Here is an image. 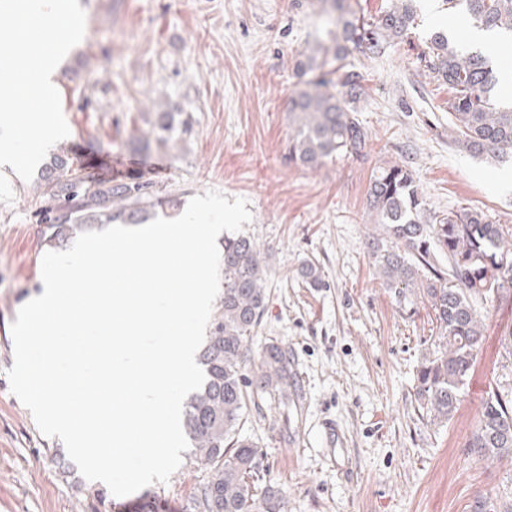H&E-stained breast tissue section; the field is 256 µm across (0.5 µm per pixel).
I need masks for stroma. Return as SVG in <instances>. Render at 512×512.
<instances>
[{"mask_svg":"<svg viewBox=\"0 0 512 512\" xmlns=\"http://www.w3.org/2000/svg\"><path fill=\"white\" fill-rule=\"evenodd\" d=\"M82 41L59 64L63 144L95 171L112 158L118 174L171 192L157 216L172 219L215 189L246 198L243 233L269 254L268 300L253 339H275L295 362L303 407L292 400L250 412L261 482L278 487L287 512H512V456L485 459L468 442L489 388L512 392V364L500 338L512 331V301L480 305L483 344L454 418L436 424L417 411L414 373L438 330L420 294L398 298L382 284L367 249L380 230L366 205L370 177L390 162L413 171L429 210L462 207L512 226V161L491 164L457 148L448 130L445 83L422 60L434 31L468 44L443 0H418L409 34L368 59L350 51L362 75L361 116L372 132L365 156L311 171L289 164L288 96L302 52L328 44L319 0H79ZM69 69L98 83L77 89ZM177 102L190 134L143 154L152 111ZM34 182L0 169V512H133L135 495L95 497L100 484L64 475L59 438L43 436L11 393V324L40 292L47 248ZM316 264L325 282L298 274ZM344 429L343 454L329 460L324 421ZM168 483L147 491L160 512H182L207 476L193 451Z\"/></svg>","mask_w":512,"mask_h":512,"instance_id":"1","label":"stroma"}]
</instances>
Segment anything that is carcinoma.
<instances>
[{"mask_svg":"<svg viewBox=\"0 0 512 512\" xmlns=\"http://www.w3.org/2000/svg\"><path fill=\"white\" fill-rule=\"evenodd\" d=\"M328 2L338 13L341 31L318 54H299L300 81L288 100V162L312 170L336 157L365 155L371 140L356 107L361 74L343 64L348 48L367 58L380 56L408 35L416 15L413 0H390L367 20L356 15L350 0ZM445 3L464 13L473 27L512 42V0ZM335 62L334 81L326 68ZM426 68L448 84L453 142L474 156L512 159V106L497 98L491 60L436 31ZM191 128V116H182L170 103L153 113L154 138L143 135L137 142L146 149L153 139L165 146ZM37 189L44 201L43 238L54 249L78 231L141 224L164 202L138 177L95 183L66 149L41 169ZM367 205L381 231L373 255L383 284L418 289L437 323V350L416 370L415 397L421 414L446 423L461 402L482 344L479 305L512 298V228L466 208L429 212L413 171L398 163L374 172ZM268 271L267 256L252 238L224 237L223 291L197 358L205 382L183 410L184 433L203 457L207 477L183 512H282L280 490L259 487L256 442L241 434L251 409L260 411L262 403L285 398L297 383L288 352L273 340L264 345L256 371L245 373L249 344L267 305ZM299 275L310 287H323L315 264H304ZM469 448L485 458L512 455V395L487 394Z\"/></svg>","mask_w":512,"mask_h":512,"instance_id":"cac0c4a2","label":"carcinoma"}]
</instances>
